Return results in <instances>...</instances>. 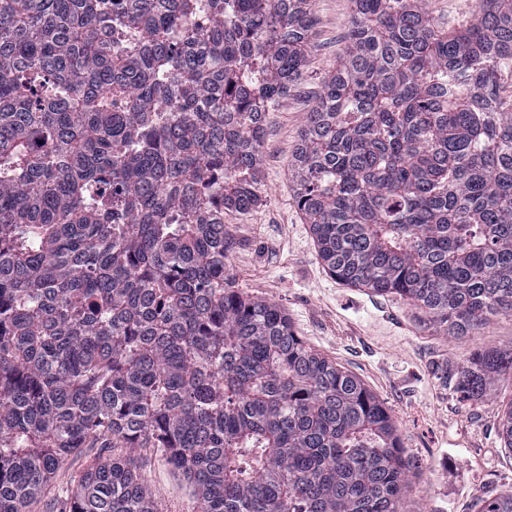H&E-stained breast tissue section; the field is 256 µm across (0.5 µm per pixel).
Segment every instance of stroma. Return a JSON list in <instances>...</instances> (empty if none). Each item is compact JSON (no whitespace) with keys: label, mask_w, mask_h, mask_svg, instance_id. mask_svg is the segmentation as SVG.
<instances>
[{"label":"stroma","mask_w":512,"mask_h":512,"mask_svg":"<svg viewBox=\"0 0 512 512\" xmlns=\"http://www.w3.org/2000/svg\"><path fill=\"white\" fill-rule=\"evenodd\" d=\"M313 13L301 75L267 114L263 203L246 214L224 215L237 241L228 265L240 288L281 306L298 336L357 376L388 408L415 461L406 512H480L485 500L512 494V450L499 435L512 380L492 378L483 399L467 401L457 392V377L476 349L512 346V317L452 338L434 332L406 301L347 287L324 271L293 200L288 160L323 79L344 53L353 4L313 0ZM96 456L87 448L69 457L26 512H51L61 489ZM141 458V481L164 512H199L159 451L142 449Z\"/></svg>","instance_id":"obj_1"}]
</instances>
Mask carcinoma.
<instances>
[{
  "mask_svg": "<svg viewBox=\"0 0 512 512\" xmlns=\"http://www.w3.org/2000/svg\"><path fill=\"white\" fill-rule=\"evenodd\" d=\"M421 2L353 0L289 171L330 276L459 337L512 316V0L446 30ZM312 11L0 0V512L83 448L57 512H160L140 448L200 512H402L414 463L386 406L228 268L224 213L262 202L266 111ZM491 375L511 348L471 355L462 398ZM500 432L512 448V404Z\"/></svg>",
  "mask_w": 512,
  "mask_h": 512,
  "instance_id": "obj_1",
  "label": "carcinoma"
}]
</instances>
